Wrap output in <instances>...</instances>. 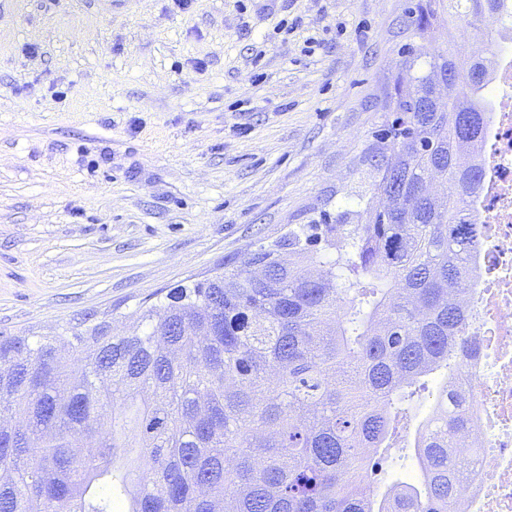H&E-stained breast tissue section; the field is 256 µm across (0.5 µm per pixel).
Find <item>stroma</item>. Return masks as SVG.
<instances>
[{
  "label": "stroma",
  "instance_id": "35a3bbf8",
  "mask_svg": "<svg viewBox=\"0 0 512 512\" xmlns=\"http://www.w3.org/2000/svg\"><path fill=\"white\" fill-rule=\"evenodd\" d=\"M418 2L0 0V335L128 330L354 206ZM437 41L512 54L462 20Z\"/></svg>",
  "mask_w": 512,
  "mask_h": 512
}]
</instances>
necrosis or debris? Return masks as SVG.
Masks as SVG:
<instances>
[{
	"mask_svg": "<svg viewBox=\"0 0 512 512\" xmlns=\"http://www.w3.org/2000/svg\"><path fill=\"white\" fill-rule=\"evenodd\" d=\"M493 107L475 203L483 228L471 290L477 352L454 381L471 394L465 416L481 449L477 475L462 487V512H512V57L497 63Z\"/></svg>",
	"mask_w": 512,
	"mask_h": 512,
	"instance_id": "4bbe7bcc",
	"label": "necrosis or debris"
}]
</instances>
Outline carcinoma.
Here are the masks:
<instances>
[{"instance_id": "carcinoma-1", "label": "carcinoma", "mask_w": 512, "mask_h": 512, "mask_svg": "<svg viewBox=\"0 0 512 512\" xmlns=\"http://www.w3.org/2000/svg\"><path fill=\"white\" fill-rule=\"evenodd\" d=\"M512 30V0H426L363 162L385 200L288 231L142 302L129 333L0 336V512H459L453 454L472 348L473 208L494 61L433 46L443 21ZM314 233L307 234V229ZM324 243L323 251L310 243ZM418 477L377 486L412 398Z\"/></svg>"}]
</instances>
